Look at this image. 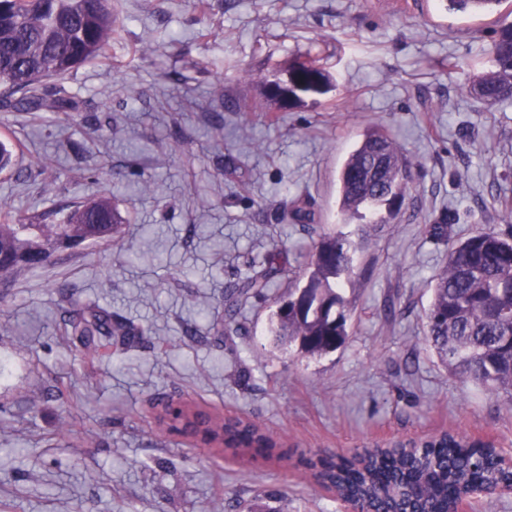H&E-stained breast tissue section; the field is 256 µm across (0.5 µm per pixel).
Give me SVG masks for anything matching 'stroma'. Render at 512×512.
Returning <instances> with one entry per match:
<instances>
[{
  "mask_svg": "<svg viewBox=\"0 0 512 512\" xmlns=\"http://www.w3.org/2000/svg\"><path fill=\"white\" fill-rule=\"evenodd\" d=\"M112 7L103 56L45 82L78 111L0 110L14 160L0 217L56 224L109 197L125 219L111 240L0 276V512H345L305 458L443 430L512 458V409L424 342L451 244L512 230V106L467 92L493 17L438 0ZM308 52L334 89L266 111L263 80L286 79ZM372 125L394 134L413 183L394 223L343 224L338 172ZM304 197L313 222L285 218ZM444 219L447 236H432ZM325 233L359 245L342 282L355 311L346 343L308 358L277 347L269 321ZM271 253L284 274L218 333L227 291ZM91 300L140 335L86 355L67 328ZM169 400L249 418L283 455L235 458L167 433Z\"/></svg>",
  "mask_w": 512,
  "mask_h": 512,
  "instance_id": "1",
  "label": "stroma"
}]
</instances>
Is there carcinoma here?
Instances as JSON below:
<instances>
[{
    "instance_id": "1",
    "label": "carcinoma",
    "mask_w": 512,
    "mask_h": 512,
    "mask_svg": "<svg viewBox=\"0 0 512 512\" xmlns=\"http://www.w3.org/2000/svg\"><path fill=\"white\" fill-rule=\"evenodd\" d=\"M446 9L467 16L501 12L506 0H445ZM115 30L112 0H0V108L73 112L77 102L58 92L39 91L43 79L61 76L104 53ZM495 39L480 50L485 66L468 86L475 99L512 102V22L498 21ZM284 85L264 83L263 97L278 108L298 91L325 93L331 76L311 55L288 63ZM413 180L412 164L391 132L369 127L348 153L338 173V215L343 224H391ZM312 202L299 199L289 219L313 220ZM121 216L108 198L80 205L62 224H0V252L19 253L67 238L110 239ZM356 246L325 234L307 262L306 280L273 313L277 345L297 346L300 354L321 356L347 340L349 303L337 287L353 273ZM281 267L270 257L263 267L234 285L225 298L224 329L242 299L263 293ZM426 311L425 342L458 376L494 392L512 407V231H477L448 251L435 279ZM71 335L90 354L114 336L142 332L112 319L92 305L70 321ZM185 427L232 456L269 458L276 447L259 425L238 416L185 408ZM316 482L343 502L360 501L374 512L416 498V507L451 512L463 491L512 483V468L501 450L445 434L410 448H365L338 466L332 457L308 459Z\"/></svg>"
}]
</instances>
